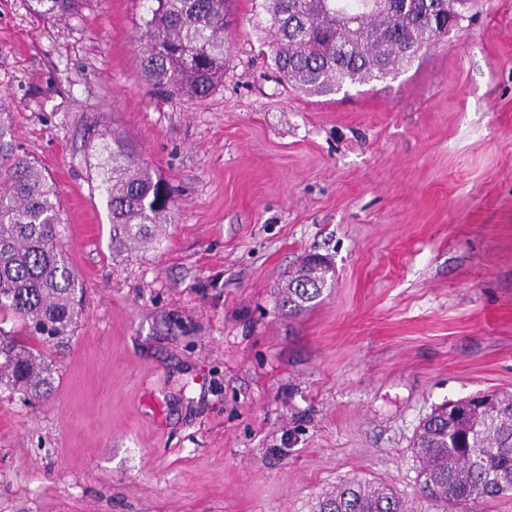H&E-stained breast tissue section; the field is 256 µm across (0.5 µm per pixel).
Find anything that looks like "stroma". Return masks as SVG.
<instances>
[{
	"label": "stroma",
	"instance_id": "35a3bbf8",
	"mask_svg": "<svg viewBox=\"0 0 512 512\" xmlns=\"http://www.w3.org/2000/svg\"><path fill=\"white\" fill-rule=\"evenodd\" d=\"M145 9L0 0V99L85 289L52 394L0 391V512H314L356 476L427 512L420 422L512 392V0L329 98L283 82L251 0L230 4L223 83L155 94ZM105 132L177 188L156 239L112 241ZM308 253L334 284L291 314ZM86 0H30L34 13L46 20L72 15L81 11Z\"/></svg>",
	"mask_w": 512,
	"mask_h": 512
}]
</instances>
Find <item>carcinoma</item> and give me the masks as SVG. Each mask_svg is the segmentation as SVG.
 Masks as SVG:
<instances>
[{
	"mask_svg": "<svg viewBox=\"0 0 512 512\" xmlns=\"http://www.w3.org/2000/svg\"><path fill=\"white\" fill-rule=\"evenodd\" d=\"M46 20L81 11L85 0H30ZM478 0H259L274 37L273 61L289 85L327 96L342 85L383 81L429 49L433 28L458 35ZM228 0H153L136 31L141 74L169 95L203 98L224 79ZM100 163L113 237L147 240L172 223L175 198L112 134ZM58 196L42 164L21 151L0 103V389L49 397L55 367L29 339L48 346L69 336L83 283L59 246ZM333 270L306 256L282 287L281 305L305 310L323 294ZM19 326L5 330L4 324ZM414 451L422 496L440 512H474L480 502L512 494V394L491 393L436 407L420 424ZM317 512H418L381 482L349 479L318 501Z\"/></svg>",
	"mask_w": 512,
	"mask_h": 512,
	"instance_id": "obj_1",
	"label": "carcinoma"
}]
</instances>
